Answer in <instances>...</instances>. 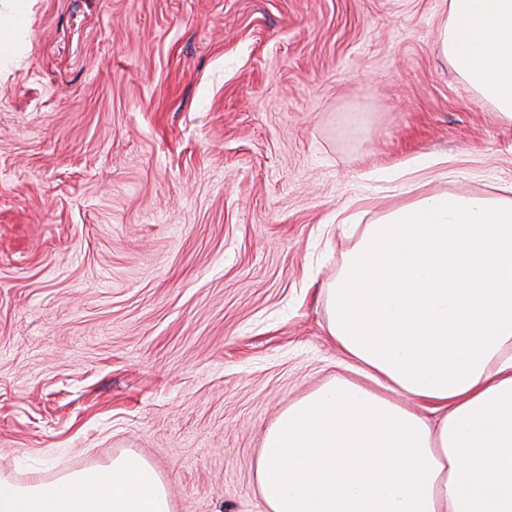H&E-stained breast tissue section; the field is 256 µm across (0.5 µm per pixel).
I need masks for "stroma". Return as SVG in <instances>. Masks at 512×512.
<instances>
[{
	"label": "stroma",
	"mask_w": 512,
	"mask_h": 512,
	"mask_svg": "<svg viewBox=\"0 0 512 512\" xmlns=\"http://www.w3.org/2000/svg\"><path fill=\"white\" fill-rule=\"evenodd\" d=\"M440 12L30 0L0 68V475L136 453L171 512H264L266 429L347 372L323 290L350 224L512 181Z\"/></svg>",
	"instance_id": "obj_1"
}]
</instances>
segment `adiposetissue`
<instances>
[{"mask_svg":"<svg viewBox=\"0 0 512 512\" xmlns=\"http://www.w3.org/2000/svg\"><path fill=\"white\" fill-rule=\"evenodd\" d=\"M440 52L512 120V0H445ZM338 377L284 410L255 477L265 512H512V184L436 192L364 225L325 290ZM0 512H170L135 454L25 485Z\"/></svg>","mask_w":512,"mask_h":512,"instance_id":"1","label":"adipose tissue"}]
</instances>
